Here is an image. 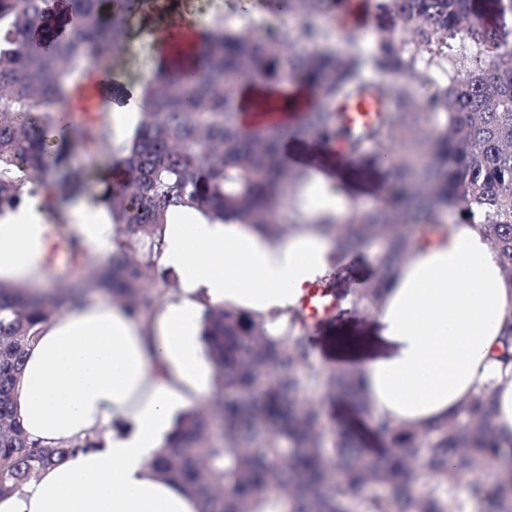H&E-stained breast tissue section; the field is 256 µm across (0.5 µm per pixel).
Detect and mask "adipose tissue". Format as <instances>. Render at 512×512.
I'll return each instance as SVG.
<instances>
[{"label":"adipose tissue","instance_id":"ef3b65f1","mask_svg":"<svg viewBox=\"0 0 512 512\" xmlns=\"http://www.w3.org/2000/svg\"><path fill=\"white\" fill-rule=\"evenodd\" d=\"M139 23L158 59L174 42L197 41L204 29L180 0H168L161 17L142 14ZM237 102L248 130L293 117L315 99L296 83L247 79ZM284 151L311 170L317 211L343 216L351 199L380 189V177L355 178L348 163L328 161L321 146L288 144ZM72 213L73 223L52 224L28 200L1 214L0 280L49 285L48 257L62 236L103 258L115 250V227L103 210L79 202ZM163 240L158 266L176 275L179 294L151 325L106 302L41 325L14 386L16 416L32 442L72 454L0 497V512H198L197 498L161 478L155 459L173 439L179 415L205 402L213 386L200 336L205 305L284 311L333 272L332 245L317 232L271 240L184 204L169 209ZM364 319V329L342 321L335 335L313 339L317 362L355 372L368 397L364 410L337 401L341 425L363 431L384 418L424 429L488 388L494 426L512 437V365L500 360L512 324V285L476 225H449L447 246L417 250ZM88 439L97 447H85Z\"/></svg>","mask_w":512,"mask_h":512}]
</instances>
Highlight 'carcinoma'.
Instances as JSON below:
<instances>
[{
	"mask_svg": "<svg viewBox=\"0 0 512 512\" xmlns=\"http://www.w3.org/2000/svg\"><path fill=\"white\" fill-rule=\"evenodd\" d=\"M507 5L512 0H375L367 55L357 44L347 52L330 46L336 36L321 24L330 0H266L268 14H286L296 25L220 19L205 26L195 50L175 43L167 64L139 86L134 138L116 148L105 114L73 111L71 80L82 63L112 69L141 0H0V214L40 196L64 223L67 203L95 174L75 156H114L118 174L96 201L122 240L99 285L146 326L168 296L157 259L167 212L178 204L269 239L310 227L332 239L336 256L379 245L374 277L354 289L320 285L334 308L348 296L376 308L381 281L412 258L416 241L444 242L450 215L455 224L478 225L511 276L512 46L492 21ZM457 38L476 47L465 77L446 84L425 77ZM368 65L396 79L369 82ZM244 73L272 84L295 80L318 103L244 134L230 92ZM423 78L434 90L419 98L413 86ZM366 96L379 112L350 125L343 105ZM286 141L339 145L358 174L384 175L380 205L355 208L343 223L296 207L284 222V207L309 177L288 164ZM54 250L80 268L77 240ZM64 303L0 281V496L71 454L31 442L13 396L39 325ZM277 318L222 305L204 311L216 389L208 408L180 417L176 439L155 463L161 476L197 496L200 512H250L273 497L288 503L286 512H448L459 486L485 512H512V440L495 432L491 394L481 392L426 430L374 422L386 448L368 456L355 431L329 426L337 395L358 405L362 399L353 373L320 370L312 361L310 329L324 320L311 323L292 311L276 337L267 323Z\"/></svg>",
	"mask_w": 512,
	"mask_h": 512,
	"instance_id": "carcinoma-1",
	"label": "carcinoma"
}]
</instances>
